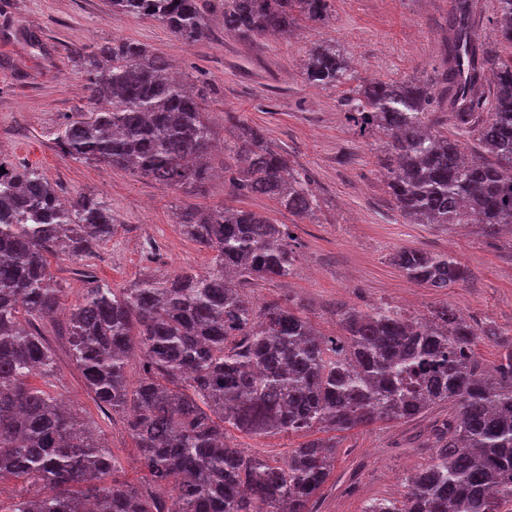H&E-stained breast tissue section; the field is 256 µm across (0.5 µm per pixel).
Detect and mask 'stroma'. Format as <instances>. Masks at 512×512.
I'll return each instance as SVG.
<instances>
[{
    "label": "stroma",
    "mask_w": 512,
    "mask_h": 512,
    "mask_svg": "<svg viewBox=\"0 0 512 512\" xmlns=\"http://www.w3.org/2000/svg\"><path fill=\"white\" fill-rule=\"evenodd\" d=\"M451 4L331 0L326 23L297 29L289 38L250 41L226 34L223 16L213 12L207 37L188 44L152 19L110 11L106 0H0V153L38 169L56 184L61 198L86 192L102 198L116 222L112 238L94 253L78 260L51 259L65 306L81 299L87 272L121 289L162 269L171 274L211 271L212 251L185 238L173 213L179 207L226 206L268 214L293 235L294 274L252 281L244 289L248 298L259 306L271 300L304 304L324 335L341 334L337 306L365 310L382 303L408 318L429 316L446 305L471 324L512 328V231L493 237L476 224L441 228L405 220L384 183L388 136L359 132L349 121L343 106L349 85L316 87L302 75L309 49L333 41L349 53L354 81L417 77L440 83ZM115 39L146 45L167 60L172 72L202 88L219 138H232L235 125L246 122L287 149L293 168L316 197L314 213L299 218L277 209L271 199L244 192L224 175L220 147L210 158L216 176L201 193L166 188L60 153L61 128L92 109L87 77L75 66L70 47L76 43L93 51ZM403 248L451 255L466 266L468 279L448 289L418 285L391 262ZM44 333L55 354L52 393L73 401L77 413L101 431L122 463L117 482L142 486L143 472L123 418L94 401L70 357L66 336L50 327ZM451 411L443 403L412 420L337 434L336 466L319 495L318 512H363L373 500L400 498L409 470L430 462L435 430ZM323 435L320 429L231 433L238 448L271 461Z\"/></svg>",
    "instance_id": "obj_1"
}]
</instances>
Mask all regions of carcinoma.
Masks as SVG:
<instances>
[{"label":"carcinoma","instance_id":"obj_1","mask_svg":"<svg viewBox=\"0 0 512 512\" xmlns=\"http://www.w3.org/2000/svg\"><path fill=\"white\" fill-rule=\"evenodd\" d=\"M498 41L512 48V0H495ZM115 12L161 23L173 36H207V12L221 8L224 29L248 40L288 35L299 21L324 23L331 0H109ZM472 0H453L449 92L411 79L369 82L343 106L355 126L390 137L385 184L397 210L417 224H467L493 231L512 224V58L469 35ZM89 96L109 107L72 121L57 136L74 160L129 171L169 188L199 190L210 177L218 134L203 95L167 75L166 61L138 42L114 40L74 51ZM493 91L477 95L486 74ZM304 75L317 87L352 79L342 49L317 45ZM444 103L457 129H477L479 151L463 158L459 137L432 129ZM489 119L480 121L482 111ZM224 154L241 161L240 187L294 215L313 213L307 180L263 131L237 125ZM0 483L23 489L7 512H169L160 494L109 482L120 468L99 432L61 398L27 384L44 382L55 361L37 323L61 307L64 289L48 257L77 259L114 232L112 208L93 194L68 202L35 168L0 152ZM189 240L214 252L212 271L146 276L116 291L91 282L72 306L73 361L93 399L122 413L149 484L173 486L179 512H317L336 461V443L311 440L272 463L231 444L226 427L264 435L315 428L347 432L411 419L448 403L432 461L405 477L397 501L367 512H512V334L480 328L443 305L411 320L390 306L336 311L343 337L315 330L299 305L255 309L241 286L291 274L296 255L284 224L235 208L175 212ZM394 264L427 288L467 280L455 258L402 249ZM499 348L493 374L473 346ZM144 375L128 381L132 350Z\"/></svg>","mask_w":512,"mask_h":512}]
</instances>
